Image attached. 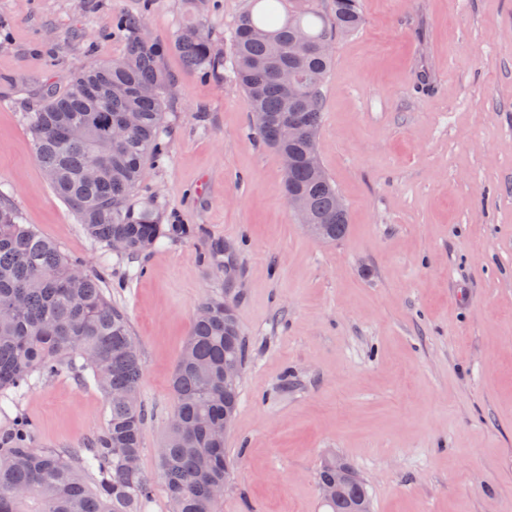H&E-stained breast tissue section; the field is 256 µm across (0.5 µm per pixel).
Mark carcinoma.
I'll use <instances>...</instances> for the list:
<instances>
[{
	"mask_svg": "<svg viewBox=\"0 0 512 512\" xmlns=\"http://www.w3.org/2000/svg\"><path fill=\"white\" fill-rule=\"evenodd\" d=\"M361 0H333L331 16L316 0H265L259 14L245 11L232 34L234 72L250 112L268 116L256 129L268 146L290 158L288 200L303 205L306 224H326L332 240L347 231L340 194L315 165L324 80L332 66L335 36L363 26ZM129 34L123 57L84 67L63 89L42 88L28 113L36 157L55 194L76 215L94 244L133 258L163 240L194 236L188 224H163L157 209L137 207L134 196L148 158L167 157L162 94L171 82L159 66L163 49L135 35L141 15H125ZM176 35L187 65L203 74L222 66L205 25ZM292 73L304 103L302 129L281 136L278 126L293 110L281 69ZM127 112L135 122L112 138V122ZM246 342L224 300L198 307L191 334L172 377L174 407L160 476L171 512H215L214 485L224 483V435L211 430L238 405L239 390H224V361L244 364ZM95 384L108 406L103 427L81 448H39L35 425L18 412L0 427V512H147L152 479L138 464L147 409L138 397L143 361L125 311L112 304L101 273L63 253L21 221L10 195L0 191V402H15L32 386L60 374ZM326 512L372 505L353 468Z\"/></svg>",
	"mask_w": 512,
	"mask_h": 512,
	"instance_id": "1",
	"label": "carcinoma"
}]
</instances>
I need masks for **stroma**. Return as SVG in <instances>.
<instances>
[{
  "instance_id": "35a3bbf8",
  "label": "stroma",
  "mask_w": 512,
  "mask_h": 512,
  "mask_svg": "<svg viewBox=\"0 0 512 512\" xmlns=\"http://www.w3.org/2000/svg\"><path fill=\"white\" fill-rule=\"evenodd\" d=\"M0 0V189L23 223L87 270L108 268L144 372L148 512H170L159 455L171 376L198 306L221 295L247 338L216 512H323L324 456L346 459L373 512H512V0H364L334 41L318 151L347 210L325 244L290 208L284 164L252 128L231 35L251 0ZM164 45L168 155L136 192L196 233L134 259L104 252L56 196L26 114L48 80L118 59L119 16ZM203 22L205 76L171 49ZM16 408L43 448H79L106 403L60 375Z\"/></svg>"
}]
</instances>
